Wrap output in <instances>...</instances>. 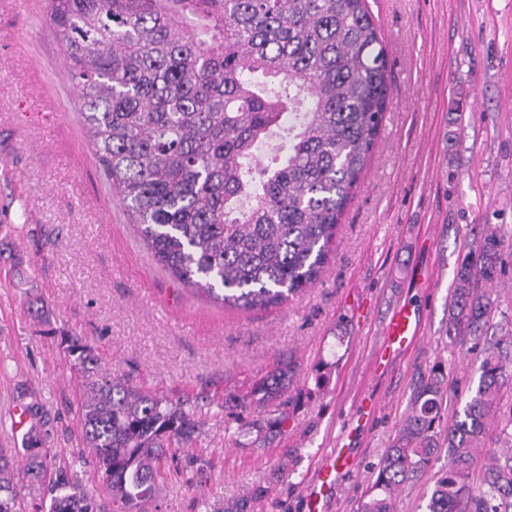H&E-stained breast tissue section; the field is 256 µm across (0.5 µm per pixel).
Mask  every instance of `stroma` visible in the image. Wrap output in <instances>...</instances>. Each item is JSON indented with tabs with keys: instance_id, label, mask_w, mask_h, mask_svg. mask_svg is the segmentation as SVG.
I'll return each mask as SVG.
<instances>
[{
	"instance_id": "35a3bbf8",
	"label": "stroma",
	"mask_w": 512,
	"mask_h": 512,
	"mask_svg": "<svg viewBox=\"0 0 512 512\" xmlns=\"http://www.w3.org/2000/svg\"><path fill=\"white\" fill-rule=\"evenodd\" d=\"M387 46L391 110L320 281L288 305L230 309L152 260L103 178L75 110L49 0H0V447H20L18 409L54 465L88 489L79 380L59 337L89 340L103 368L169 398H192L201 432L177 449L157 512H307L305 490L332 449L356 462L323 512L359 500L433 365L447 381L443 420L478 385L475 351L448 332L454 269L485 225L505 235L495 308L480 340L512 330V0H369ZM44 300L54 336L32 307ZM421 324L408 349L373 361L398 307ZM294 375L287 421L265 445L240 428L247 395L278 358ZM448 466L440 448L397 494L426 512Z\"/></svg>"
}]
</instances>
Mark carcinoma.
Returning a JSON list of instances; mask_svg holds the SVG:
<instances>
[{
  "label": "carcinoma",
  "instance_id": "1",
  "mask_svg": "<svg viewBox=\"0 0 512 512\" xmlns=\"http://www.w3.org/2000/svg\"><path fill=\"white\" fill-rule=\"evenodd\" d=\"M49 21L99 167L157 265L243 311L283 305L319 281L390 106L368 0H51ZM270 81L284 93H268ZM276 136L287 152L263 165L257 150ZM504 243L489 227L457 263L449 319L459 336L481 338ZM66 342L105 493L52 470L35 423L22 450L0 448V512H17L20 470L49 498L47 512H151L169 449L192 444L200 424L188 402L113 377L89 341ZM510 364L512 336L480 358L474 396L448 421V471L427 512H512V413L496 418ZM290 374L278 359L240 406L277 400ZM445 394L441 372L421 379L358 512H394L395 492L428 468ZM285 421L253 419L245 432Z\"/></svg>",
  "mask_w": 512,
  "mask_h": 512
}]
</instances>
